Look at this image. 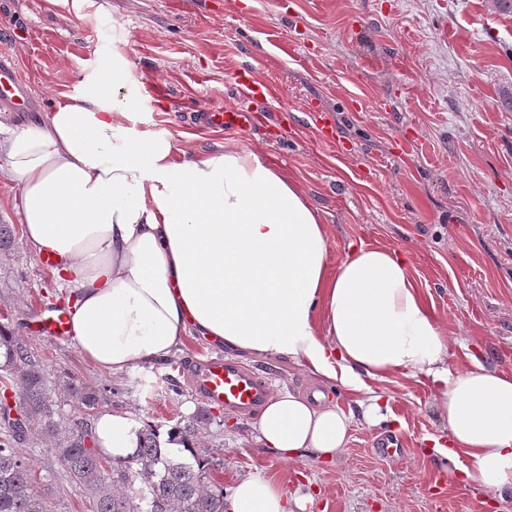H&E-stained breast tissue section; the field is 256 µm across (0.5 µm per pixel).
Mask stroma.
I'll list each match as a JSON object with an SVG mask.
<instances>
[{
  "label": "stroma",
  "instance_id": "stroma-1",
  "mask_svg": "<svg viewBox=\"0 0 512 512\" xmlns=\"http://www.w3.org/2000/svg\"><path fill=\"white\" fill-rule=\"evenodd\" d=\"M0 53L40 105L15 112L26 124L58 95L87 92L101 59L120 57L139 83L141 129L170 134L177 149L252 150L293 178L320 211L330 262L350 245L405 254L453 343L449 365L479 360L512 374V14L491 0H0ZM254 65L270 85V123L246 133L209 125L212 112L249 107L234 83ZM364 101L363 111L351 108ZM20 188L0 175V326L22 339L50 383L76 379L96 391V410L120 409L162 430L197 422L203 399L189 362L218 355L189 339L164 363L131 375L95 368L71 341L39 336L40 309L58 305L61 283L28 249ZM271 391L311 392L299 367L243 359ZM437 383L395 372L370 383L390 409L377 426L355 419L336 462L291 465L261 448L253 421L223 409L200 434L225 489L249 475L310 492L308 512H512V498L485 500L432 453L448 438L433 408ZM60 433L91 429L88 410L63 391ZM392 438L403 455L375 454ZM51 438L24 444L48 484L51 512H90L83 489L58 469Z\"/></svg>",
  "mask_w": 512,
  "mask_h": 512
}]
</instances>
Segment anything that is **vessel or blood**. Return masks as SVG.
<instances>
[{
    "mask_svg": "<svg viewBox=\"0 0 512 512\" xmlns=\"http://www.w3.org/2000/svg\"><path fill=\"white\" fill-rule=\"evenodd\" d=\"M241 97L255 99L267 97L269 88L254 76L253 68L243 69L236 77ZM0 103L12 106L20 112H31L36 101L27 84L15 67L0 57ZM264 110L237 109L210 114L208 120L215 125L252 127L267 121ZM69 319L65 311L55 310L43 314L38 331L44 336L65 340L69 337ZM193 389L207 405L224 408L226 413L248 417L263 408L269 395L268 381L258 373L238 362L215 357L193 364L189 368Z\"/></svg>",
    "mask_w": 512,
    "mask_h": 512,
    "instance_id": "b4317fda",
    "label": "vessel or blood"
}]
</instances>
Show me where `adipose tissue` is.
Here are the masks:
<instances>
[{
    "label": "adipose tissue",
    "mask_w": 512,
    "mask_h": 512,
    "mask_svg": "<svg viewBox=\"0 0 512 512\" xmlns=\"http://www.w3.org/2000/svg\"><path fill=\"white\" fill-rule=\"evenodd\" d=\"M95 89L64 96L26 125L0 114V172L21 189L27 246L51 255L69 296L70 338L100 370L142 372L187 337L243 355L285 359L312 395L272 394L253 423L257 443L295 461L340 457L355 416L375 426L381 397L343 409L325 390L365 392L367 379L409 372L442 382L434 406L450 463L512 498V374L480 361L454 369L452 341L419 291L407 258L381 245L328 262L327 229L297 183L255 152L179 153L137 127V82L117 99L108 68ZM142 426L100 412L92 432L113 460L133 456ZM313 497L247 476L228 512H307Z\"/></svg>",
    "instance_id": "ef3b65f1"
}]
</instances>
